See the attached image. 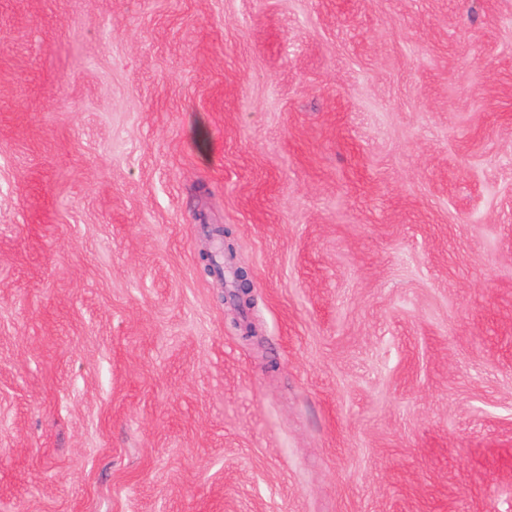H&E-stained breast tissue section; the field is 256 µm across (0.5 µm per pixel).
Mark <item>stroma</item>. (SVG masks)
<instances>
[{
	"instance_id": "stroma-1",
	"label": "stroma",
	"mask_w": 512,
	"mask_h": 512,
	"mask_svg": "<svg viewBox=\"0 0 512 512\" xmlns=\"http://www.w3.org/2000/svg\"><path fill=\"white\" fill-rule=\"evenodd\" d=\"M0 512H512V0H0Z\"/></svg>"
}]
</instances>
